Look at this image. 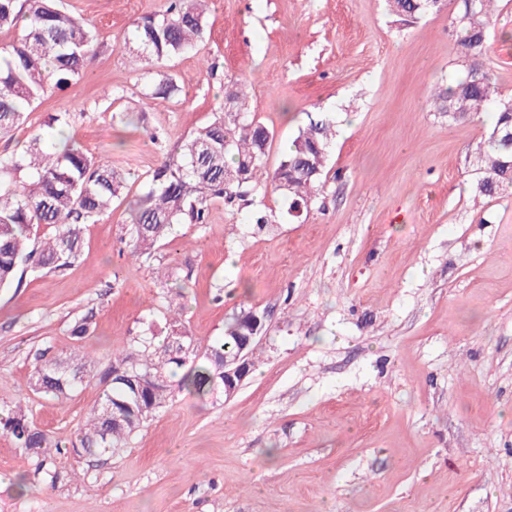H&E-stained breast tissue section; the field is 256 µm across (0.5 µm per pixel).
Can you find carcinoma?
I'll list each match as a JSON object with an SVG mask.
<instances>
[{"label":"carcinoma","mask_w":512,"mask_h":512,"mask_svg":"<svg viewBox=\"0 0 512 512\" xmlns=\"http://www.w3.org/2000/svg\"><path fill=\"white\" fill-rule=\"evenodd\" d=\"M207 0H168L163 14L135 23L132 51L147 67L148 98L173 99L180 89L162 62L203 42ZM392 11L416 19L433 9L428 0H388ZM494 0H477L471 14L453 21L464 56L475 60L467 74L447 86L435 87L430 98L436 111L448 113V123L490 109L495 118L488 149L477 166V192L492 197L512 186V98L498 94L491 69L476 62L482 56L486 22ZM14 31L15 39L0 47V138L23 126L29 110L51 84L61 88L82 75L94 58L95 35L89 24L62 5V0H0V32ZM332 122L313 118L298 130L287 152L270 175L289 207L315 203L332 140ZM273 135L261 122L248 118L246 97L238 85L225 91L214 119L180 140L175 154L165 158L137 196L126 234L129 254L140 260L170 238L180 224L207 223L216 200L227 206L244 205L261 185L258 171L270 152ZM126 177L108 163L66 138L59 150L42 146V133L31 134L24 147L0 153V288L20 287L29 273H58L71 267L83 247V226L92 223L126 190ZM52 228L44 240L34 228ZM248 334L245 314L232 319L224 335L204 348L199 363L177 381L180 389L204 396L224 392L218 377L224 357L234 355L241 336ZM167 337L163 354L152 358L148 349L130 352L112 363L104 377L106 389L75 439H52L37 427L28 405L20 400L0 417V432L29 457L44 460L49 451L112 455L124 447L167 400L172 384L167 376L185 364L177 341ZM34 354L30 388L36 394L61 398L82 384L86 363L78 354L65 367ZM150 375L161 382L139 400L131 377Z\"/></svg>","instance_id":"cac0c4a2"}]
</instances>
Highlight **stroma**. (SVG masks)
<instances>
[{"label": "stroma", "instance_id": "35a3bbf8", "mask_svg": "<svg viewBox=\"0 0 512 512\" xmlns=\"http://www.w3.org/2000/svg\"><path fill=\"white\" fill-rule=\"evenodd\" d=\"M63 3L92 25L96 56L0 153L65 113L67 136L136 195L165 158L153 135H190L236 82L273 135L267 170L308 119L336 136L323 193L300 215L268 184L133 262L117 200L69 269L0 289V413L26 400L53 437L76 434L114 353L140 339L162 352L171 310L190 366L232 315L265 321L231 399L172 390L116 454L41 468L0 434V512H512V189L475 194L492 113L452 125L430 103L468 65L461 0L415 21L386 0H210L207 40L169 63L182 88L171 100L145 97L127 45L166 0ZM482 58L512 97V0H496ZM110 88L123 96L103 102ZM258 209L275 224H249ZM159 267L187 281L184 296ZM83 318L90 332L74 338ZM46 347L86 359L67 398L29 388Z\"/></svg>", "mask_w": 512, "mask_h": 512}]
</instances>
